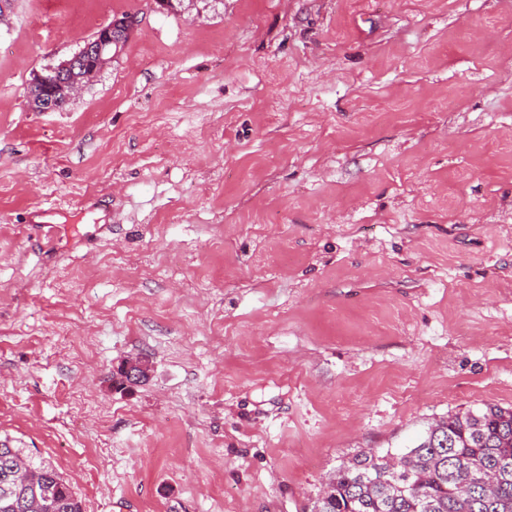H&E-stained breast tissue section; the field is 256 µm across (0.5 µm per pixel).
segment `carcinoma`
<instances>
[{
    "label": "carcinoma",
    "mask_w": 512,
    "mask_h": 512,
    "mask_svg": "<svg viewBox=\"0 0 512 512\" xmlns=\"http://www.w3.org/2000/svg\"><path fill=\"white\" fill-rule=\"evenodd\" d=\"M0 512H82V503L51 464L5 440ZM314 512H512V407L450 411L399 454H357Z\"/></svg>",
    "instance_id": "cac0c4a2"
}]
</instances>
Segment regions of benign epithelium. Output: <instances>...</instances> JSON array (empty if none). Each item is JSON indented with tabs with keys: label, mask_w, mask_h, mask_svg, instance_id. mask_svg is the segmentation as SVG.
Returning <instances> with one entry per match:
<instances>
[{
	"label": "benign epithelium",
	"mask_w": 512,
	"mask_h": 512,
	"mask_svg": "<svg viewBox=\"0 0 512 512\" xmlns=\"http://www.w3.org/2000/svg\"><path fill=\"white\" fill-rule=\"evenodd\" d=\"M133 23L125 20L110 27L112 34L106 35L95 44H87L71 59L61 62L55 67L34 74L33 84L55 91L67 89L76 93L82 89V81L96 78L109 64L106 47L120 44L122 37L131 32Z\"/></svg>",
	"instance_id": "benign-epithelium-1"
}]
</instances>
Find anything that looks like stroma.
<instances>
[{
    "label": "stroma",
    "instance_id": "1",
    "mask_svg": "<svg viewBox=\"0 0 512 512\" xmlns=\"http://www.w3.org/2000/svg\"><path fill=\"white\" fill-rule=\"evenodd\" d=\"M124 13L100 77L34 111L33 74ZM487 404L512 406V0H14L0 438L84 512H311L342 462Z\"/></svg>",
    "mask_w": 512,
    "mask_h": 512
}]
</instances>
